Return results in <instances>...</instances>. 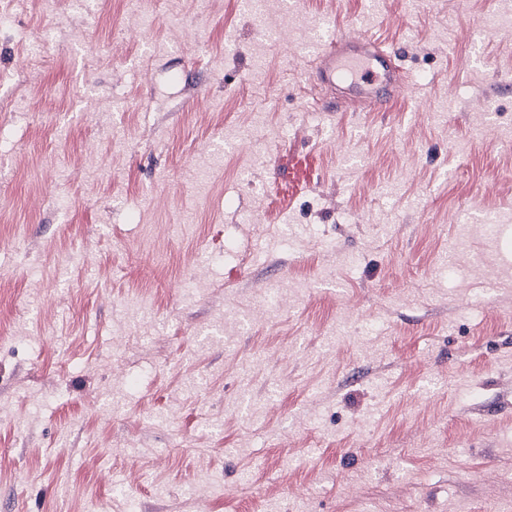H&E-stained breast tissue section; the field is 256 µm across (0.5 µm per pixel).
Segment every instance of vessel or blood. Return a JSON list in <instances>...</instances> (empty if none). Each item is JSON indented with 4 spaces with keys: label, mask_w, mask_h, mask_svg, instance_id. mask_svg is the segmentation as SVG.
<instances>
[{
    "label": "vessel or blood",
    "mask_w": 512,
    "mask_h": 512,
    "mask_svg": "<svg viewBox=\"0 0 512 512\" xmlns=\"http://www.w3.org/2000/svg\"><path fill=\"white\" fill-rule=\"evenodd\" d=\"M311 70L316 85L339 86L340 100L356 109L385 107L405 90L392 53L373 47L367 32L356 27L326 33Z\"/></svg>",
    "instance_id": "1"
}]
</instances>
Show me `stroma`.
I'll use <instances>...</instances> for the list:
<instances>
[{"instance_id":"1","label":"stroma","mask_w":512,"mask_h":512,"mask_svg":"<svg viewBox=\"0 0 512 512\" xmlns=\"http://www.w3.org/2000/svg\"><path fill=\"white\" fill-rule=\"evenodd\" d=\"M1 5L0 512H512V0ZM396 52H387L372 46L369 35L358 27L345 33H325L311 61L316 85L336 87V79L343 80L341 99L355 109L388 105L405 91L408 83L402 81L393 63Z\"/></svg>"}]
</instances>
